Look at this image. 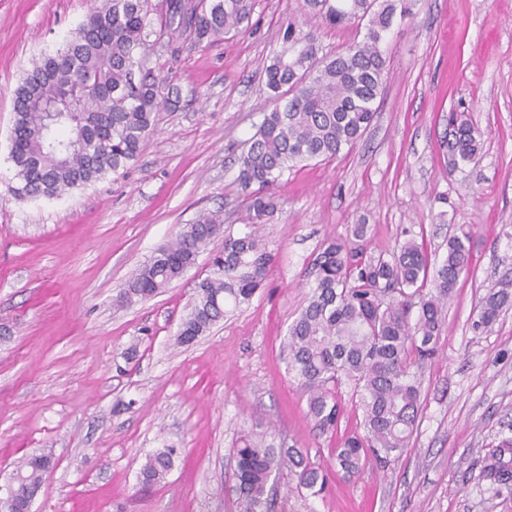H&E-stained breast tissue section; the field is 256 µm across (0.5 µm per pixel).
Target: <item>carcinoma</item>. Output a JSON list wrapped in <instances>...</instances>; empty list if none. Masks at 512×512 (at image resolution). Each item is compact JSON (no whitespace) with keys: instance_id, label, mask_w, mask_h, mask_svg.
<instances>
[{"instance_id":"obj_1","label":"carcinoma","mask_w":512,"mask_h":512,"mask_svg":"<svg viewBox=\"0 0 512 512\" xmlns=\"http://www.w3.org/2000/svg\"><path fill=\"white\" fill-rule=\"evenodd\" d=\"M257 0H89L85 19L62 48L34 63L15 90L10 159L19 199H53L117 174L138 156L153 133L155 113L177 106L181 88L160 85L150 69L134 73L163 31L172 53L189 42L210 44L249 25ZM312 18L329 26L365 23L360 42L343 53L318 55L314 25L289 18L281 49L265 67L274 108L264 114L239 158L237 180L248 192L245 231L224 237L212 275L196 282L190 311L177 340L195 341L248 302L273 260L264 224L278 209L276 188L299 163L334 159L352 148L371 124L384 89L386 57L380 43L409 0H305ZM448 166L457 168L480 148L476 129L457 113L448 116ZM224 213H203L184 225L132 275L118 297L122 306L153 298L196 264L220 234ZM368 225L357 224L355 247L329 244L314 265L307 305L288 328V373L306 397L307 415L320 435H335L343 416L339 389L351 383L362 431L345 435L331 450L336 474L357 476L368 456L388 465L409 447L422 406L419 369L434 359L448 299L472 265L470 231L448 237L446 254L430 261L424 231L406 238L389 257L361 259ZM512 308V279L498 281L481 298L472 329L492 331ZM512 438L504 439L487 465L495 480H512ZM176 449L145 456L139 482L163 480ZM51 454L33 453L16 469L13 501L26 503L41 489ZM288 470L296 488L321 494L327 470L300 448L243 441L236 449L235 492L240 512H272L273 475Z\"/></svg>"}]
</instances>
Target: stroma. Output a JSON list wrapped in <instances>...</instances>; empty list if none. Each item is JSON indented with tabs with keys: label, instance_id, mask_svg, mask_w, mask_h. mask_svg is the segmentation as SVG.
<instances>
[{
	"label": "stroma",
	"instance_id": "obj_1",
	"mask_svg": "<svg viewBox=\"0 0 512 512\" xmlns=\"http://www.w3.org/2000/svg\"><path fill=\"white\" fill-rule=\"evenodd\" d=\"M87 0H0V484L34 451L54 468L32 512H238L235 452L243 436L309 449L329 466L288 374L283 345L333 241L369 227L368 254L423 225L431 257L458 228L472 232V267L448 302L436 359L423 370V415L410 447L382 468L312 496L288 471L275 512H512V483L484 466L512 437V310L492 332L471 330L487 287L512 274V0H412L383 49L387 74L363 138L330 162L284 173L263 233L274 255L263 288L205 336L176 334L198 279L224 249L215 237L194 267L154 298L116 304L132 273L200 213L223 210L244 229L238 158L274 102L264 69L303 0H259L251 32L147 66L182 89L123 174L59 199L8 192L14 92L33 60L56 52ZM481 139L448 167L449 113ZM177 448L161 483L137 475L146 454Z\"/></svg>",
	"mask_w": 512,
	"mask_h": 512
}]
</instances>
